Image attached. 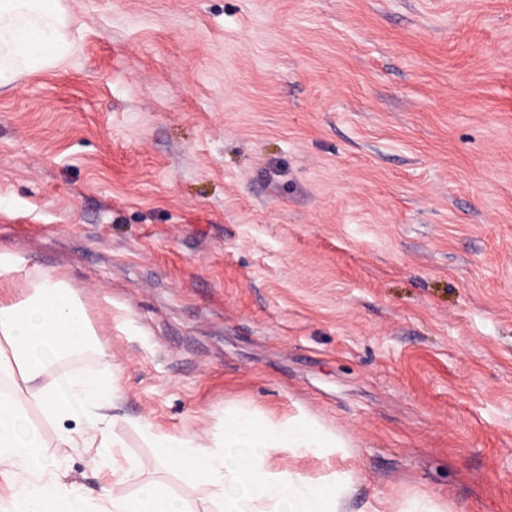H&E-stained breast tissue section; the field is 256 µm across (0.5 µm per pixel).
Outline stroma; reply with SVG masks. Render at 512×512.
<instances>
[{
	"instance_id": "obj_1",
	"label": "stroma",
	"mask_w": 512,
	"mask_h": 512,
	"mask_svg": "<svg viewBox=\"0 0 512 512\" xmlns=\"http://www.w3.org/2000/svg\"><path fill=\"white\" fill-rule=\"evenodd\" d=\"M67 63L0 89V253L63 273L118 462L215 512L150 433L317 419L345 512H512V0H64ZM96 449L59 461L131 495ZM394 507L396 512H444L441 505L426 494H416L403 498Z\"/></svg>"
}]
</instances>
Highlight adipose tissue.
<instances>
[{
	"instance_id": "ef3b65f1",
	"label": "adipose tissue",
	"mask_w": 512,
	"mask_h": 512,
	"mask_svg": "<svg viewBox=\"0 0 512 512\" xmlns=\"http://www.w3.org/2000/svg\"><path fill=\"white\" fill-rule=\"evenodd\" d=\"M71 21L63 0H0V88L24 74L61 64L72 49ZM20 257L0 254V476L17 487L0 512H49L65 503L68 512H86L76 488L62 481L47 462L39 431L24 428L28 398L41 408L43 427L55 434L58 456L71 448H112L116 418L95 395L86 377L76 391L88 412L74 418L70 400L44 385L46 373L72 354L95 348V330L66 278L37 272L17 282ZM76 427H69V420ZM154 447L163 465L175 466L188 481L209 483L222 512H343L352 491L340 477L321 481L279 468L285 450L334 448L337 437L315 421L271 424L264 416L224 415V438L212 447L189 436L160 434ZM103 512H193L160 482L133 496H110Z\"/></svg>"
}]
</instances>
